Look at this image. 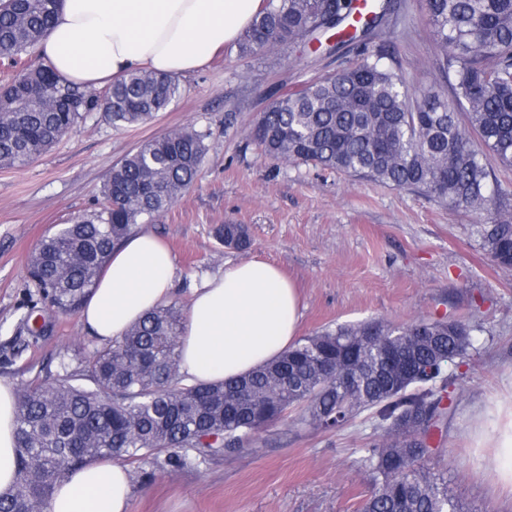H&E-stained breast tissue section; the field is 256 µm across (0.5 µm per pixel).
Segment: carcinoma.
<instances>
[{"label": "carcinoma", "mask_w": 512, "mask_h": 512, "mask_svg": "<svg viewBox=\"0 0 512 512\" xmlns=\"http://www.w3.org/2000/svg\"><path fill=\"white\" fill-rule=\"evenodd\" d=\"M59 0H0V65L16 67L40 45ZM396 0H372L355 19V0H266L239 44L243 56L299 42L306 53L345 44L378 27ZM429 36L441 56L440 83L410 90L385 54L363 52L275 102L251 136L274 160L424 194L452 208L494 216L481 229L494 263L512 269V192L491 162L512 169V0H426ZM447 85L452 98L440 90ZM173 75L131 72L92 93L49 66L26 67L0 99V166L28 164L49 151L86 112L115 128L147 124L179 93ZM204 137L182 127L142 143L107 173L102 208L43 239L28 268L40 300L79 309L112 249L137 224L171 208L195 181ZM224 244L250 245L241 224L217 229ZM185 319L159 307L121 340L64 367L59 379L18 393L14 484L0 491V512H46L70 472L102 458L129 457L181 469L252 445L269 426L302 408L301 425L333 430L373 411L387 439L362 449L359 464L374 491L358 512H460L445 472L426 467L432 435L447 419L448 364L466 357L462 321L407 325L366 320L307 336L270 363L234 381L188 385L180 375ZM383 336L404 362L388 371L364 337ZM351 361L346 383L324 371Z\"/></svg>", "instance_id": "obj_1"}]
</instances>
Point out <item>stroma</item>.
Instances as JSON below:
<instances>
[{"label":"stroma","mask_w":512,"mask_h":512,"mask_svg":"<svg viewBox=\"0 0 512 512\" xmlns=\"http://www.w3.org/2000/svg\"><path fill=\"white\" fill-rule=\"evenodd\" d=\"M406 3L374 46L417 88L436 79L437 50L425 0ZM360 52L346 45L311 55L291 44L244 57L234 42L180 77L179 95L153 122L116 129L101 112H89L38 159L0 167V379L18 386L54 377L61 363L100 349L79 314L39 304L28 256L60 225L94 213L109 169L142 141L189 125L205 137L201 171L173 207L140 226L172 253L169 304L188 310L203 279L259 258L295 285L302 337L369 319L464 321L472 347L448 366L456 405L431 462L446 468L465 512H512V498L495 489L492 474L491 439L500 407L512 399V269L496 266L482 248L478 229L491 215L273 160L248 138L276 100L345 68ZM227 223L247 227L248 249L216 238ZM31 305L47 326L37 337L18 329ZM384 438L365 411L333 431L281 421L253 447L198 466L177 470L131 459L129 512H356L373 490L356 460L361 448Z\"/></svg>","instance_id":"1"}]
</instances>
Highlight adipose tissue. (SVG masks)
Masks as SVG:
<instances>
[{"label": "adipose tissue", "instance_id": "adipose-tissue-1", "mask_svg": "<svg viewBox=\"0 0 512 512\" xmlns=\"http://www.w3.org/2000/svg\"><path fill=\"white\" fill-rule=\"evenodd\" d=\"M261 0H61L40 48L68 82L104 85L148 69L185 75L203 68L248 28ZM174 263L149 232L127 236L85 299L84 326L101 343L171 294ZM299 320L293 285L264 260L241 261L195 289L181 335L180 370L190 383L238 378L278 356L295 340ZM17 391L0 379V490L17 473ZM129 470L114 460L78 469L59 485L48 512H129Z\"/></svg>", "mask_w": 512, "mask_h": 512}]
</instances>
